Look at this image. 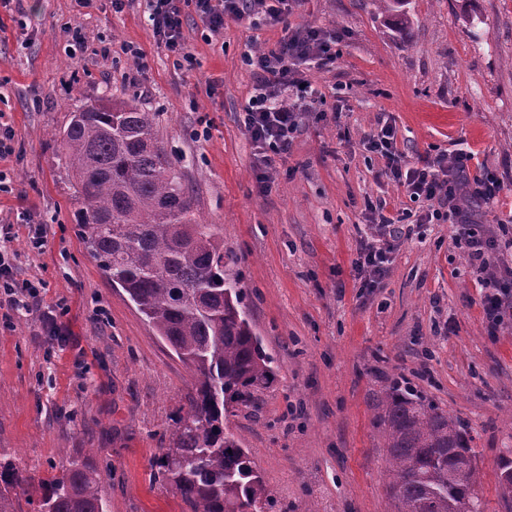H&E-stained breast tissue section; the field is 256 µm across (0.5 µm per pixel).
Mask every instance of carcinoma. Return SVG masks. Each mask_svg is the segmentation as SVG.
<instances>
[{
	"label": "carcinoma",
	"mask_w": 512,
	"mask_h": 512,
	"mask_svg": "<svg viewBox=\"0 0 512 512\" xmlns=\"http://www.w3.org/2000/svg\"><path fill=\"white\" fill-rule=\"evenodd\" d=\"M56 142L83 244L194 373L195 394L155 463L157 481L191 512H265L273 494L241 439L224 426V413L270 383L273 359L252 329L242 288L224 278L222 225L196 218L156 113L138 101L82 105ZM370 409L396 512L477 506L472 437L456 418L397 383L379 389ZM22 482L13 462L0 461V512H17ZM38 512H106L96 471L82 458H63Z\"/></svg>",
	"instance_id": "carcinoma-1"
}]
</instances>
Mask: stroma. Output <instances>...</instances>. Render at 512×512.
Segmentation results:
<instances>
[{
    "label": "stroma",
    "instance_id": "obj_1",
    "mask_svg": "<svg viewBox=\"0 0 512 512\" xmlns=\"http://www.w3.org/2000/svg\"><path fill=\"white\" fill-rule=\"evenodd\" d=\"M404 11L401 22L381 0H305L288 24L253 15L215 34L189 6L182 31L194 62L180 66L157 45L144 0L120 12L111 0L0 8V122L14 133L0 160V227L15 278L43 283L66 335L0 309V459L25 476L18 512H37L65 453L97 469L108 512H187L153 473L194 378L85 250L54 139L75 105L132 97L157 113L200 217L223 225L224 273L278 365L257 407L233 406L225 422L279 512H393L368 401L395 378L460 419L483 512H512L498 480L512 452V326L489 330L480 272L455 225L420 224L426 204L365 146L389 122L409 160L473 150L504 186L481 206L479 230L512 222V0H408ZM306 25L339 34L336 59L306 70L319 110L267 169L262 194L240 120L256 84L244 54ZM132 44L145 67L127 54ZM370 200L420 226L392 251L378 288L362 287L355 267L373 236ZM28 212L46 228L42 248L29 240Z\"/></svg>",
    "mask_w": 512,
    "mask_h": 512
}]
</instances>
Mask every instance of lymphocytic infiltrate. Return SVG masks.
I'll return each instance as SVG.
<instances>
[{"instance_id": "lymphocytic-infiltrate-1", "label": "lymphocytic infiltrate", "mask_w": 512, "mask_h": 512, "mask_svg": "<svg viewBox=\"0 0 512 512\" xmlns=\"http://www.w3.org/2000/svg\"><path fill=\"white\" fill-rule=\"evenodd\" d=\"M303 0H146L148 19L157 44L170 56L189 58L190 50L182 34L184 6L194 5L207 27L214 32L224 29V20L247 12L269 15L279 23L287 22ZM336 39L320 27L298 28L268 51L247 56L256 72L257 85L244 112L243 123L259 155L260 166H270L275 157L288 154L301 130L303 114L312 111L317 101L315 89L305 84L298 68L303 64L326 65L336 52ZM384 164L385 174L404 187L411 200L428 202L424 222L452 221L458 231L455 244L478 264L485 275L481 283L480 306L490 327L512 319V276L491 271L489 256L502 248H512V227L502 236H479L471 222L468 202L490 205L497 202L503 187L498 178L483 165L475 164V155L458 150L452 158L437 157L412 162L397 147V133L387 124L366 142ZM0 291L10 307L38 312L49 335L60 336L61 328L52 307L46 306L38 285L17 281L13 276L12 257L0 249Z\"/></svg>"}]
</instances>
